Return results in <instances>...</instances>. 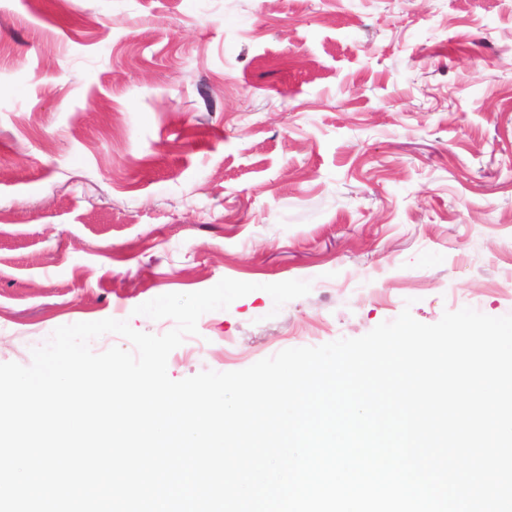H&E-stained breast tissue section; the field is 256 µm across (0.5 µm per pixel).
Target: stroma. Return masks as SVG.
<instances>
[{
    "label": "stroma",
    "instance_id": "35a3bbf8",
    "mask_svg": "<svg viewBox=\"0 0 512 512\" xmlns=\"http://www.w3.org/2000/svg\"><path fill=\"white\" fill-rule=\"evenodd\" d=\"M224 278L171 379L512 314V0H0V363Z\"/></svg>",
    "mask_w": 512,
    "mask_h": 512
}]
</instances>
